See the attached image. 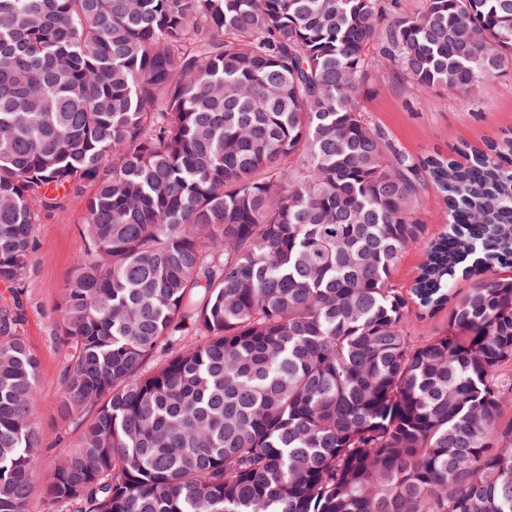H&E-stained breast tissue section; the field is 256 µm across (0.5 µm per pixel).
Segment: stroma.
<instances>
[{
	"label": "stroma",
	"mask_w": 512,
	"mask_h": 512,
	"mask_svg": "<svg viewBox=\"0 0 512 512\" xmlns=\"http://www.w3.org/2000/svg\"><path fill=\"white\" fill-rule=\"evenodd\" d=\"M367 119L402 153L423 157L466 143L475 147L512 133V76L490 81L477 97L426 90L407 84L391 69L381 71L362 101ZM86 213L78 199H62L35 226L36 252L23 283L22 315L26 341L37 355L41 382L37 425L45 449L39 480L54 471L63 449L77 443L81 427L57 412L66 351L56 339L57 304L87 248L82 232Z\"/></svg>",
	"instance_id": "1"
}]
</instances>
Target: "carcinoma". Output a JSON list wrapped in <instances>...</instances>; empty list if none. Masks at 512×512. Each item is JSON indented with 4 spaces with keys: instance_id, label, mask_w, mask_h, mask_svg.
I'll return each mask as SVG.
<instances>
[{
    "instance_id": "carcinoma-1",
    "label": "carcinoma",
    "mask_w": 512,
    "mask_h": 512,
    "mask_svg": "<svg viewBox=\"0 0 512 512\" xmlns=\"http://www.w3.org/2000/svg\"><path fill=\"white\" fill-rule=\"evenodd\" d=\"M0 0V512L44 454L21 284L81 199L41 484L73 512H512V135L415 159L366 119L385 66L474 97L512 0ZM448 227L427 239L424 180ZM425 241L408 290L393 284ZM453 304H448V301ZM449 306L419 340L413 309Z\"/></svg>"
}]
</instances>
